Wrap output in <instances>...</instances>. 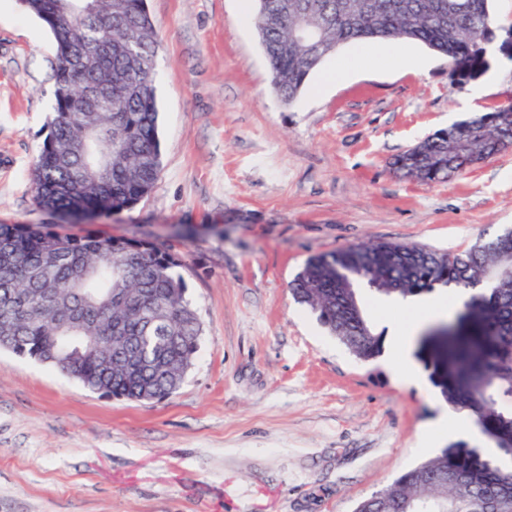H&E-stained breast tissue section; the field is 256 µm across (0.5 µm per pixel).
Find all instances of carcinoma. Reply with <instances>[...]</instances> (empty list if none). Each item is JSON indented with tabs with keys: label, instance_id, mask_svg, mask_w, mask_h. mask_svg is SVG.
<instances>
[{
	"label": "carcinoma",
	"instance_id": "1",
	"mask_svg": "<svg viewBox=\"0 0 512 512\" xmlns=\"http://www.w3.org/2000/svg\"><path fill=\"white\" fill-rule=\"evenodd\" d=\"M318 21L317 40L298 35L294 5ZM52 36L112 51L89 68L57 58L53 115L31 169L38 206L64 216L119 214L158 181L155 56L146 0H91L79 20L56 0H19ZM288 10H283V5ZM271 85L285 104L310 72L354 40H414L448 59L450 85L477 80L492 42L512 34L491 0H258L253 17ZM512 147V112L499 107L421 139L391 163L403 178L443 182ZM180 256L148 240L74 236L49 224H0V348L34 358L114 398L160 401L183 383L202 325L175 268ZM365 283L396 300L436 288L465 294L426 336L448 406L494 445L489 455L457 442L362 500L355 512H512V227L461 252L416 244L363 243L310 258L291 285L296 300L355 357L383 351L359 292Z\"/></svg>",
	"mask_w": 512,
	"mask_h": 512
}]
</instances>
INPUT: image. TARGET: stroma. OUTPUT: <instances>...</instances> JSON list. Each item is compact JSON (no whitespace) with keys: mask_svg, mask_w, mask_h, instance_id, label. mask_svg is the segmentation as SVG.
I'll return each instance as SVG.
<instances>
[{"mask_svg":"<svg viewBox=\"0 0 512 512\" xmlns=\"http://www.w3.org/2000/svg\"><path fill=\"white\" fill-rule=\"evenodd\" d=\"M162 171L133 209L78 222L39 208L30 172L47 132L55 46L0 0V224H57L164 242L181 258L203 325L180 389L115 399L0 350V512H353L416 462L447 402L418 343L423 385L388 356L362 362L294 299L315 255L360 242L461 251L512 225V148L424 183L390 163L478 88L481 111L512 103V60L451 87L426 69L362 64L340 84L312 72L290 105L274 94L242 0H147Z\"/></svg>","mask_w":512,"mask_h":512,"instance_id":"stroma-1","label":"stroma"}]
</instances>
